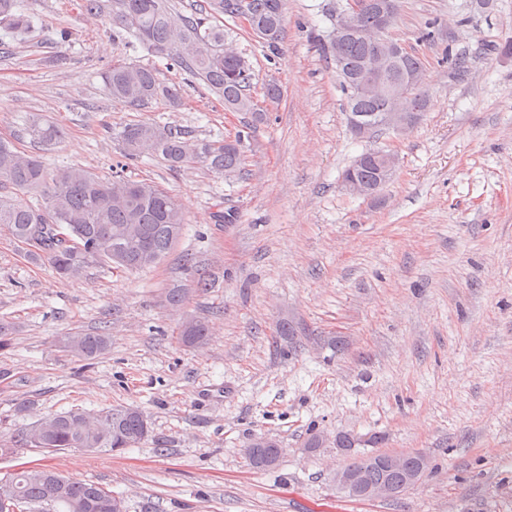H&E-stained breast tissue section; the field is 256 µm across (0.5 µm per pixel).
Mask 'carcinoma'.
Masks as SVG:
<instances>
[{
	"label": "carcinoma",
	"instance_id": "obj_1",
	"mask_svg": "<svg viewBox=\"0 0 512 512\" xmlns=\"http://www.w3.org/2000/svg\"><path fill=\"white\" fill-rule=\"evenodd\" d=\"M271 0H206L191 10L178 13L168 0H112V36L132 37L151 55L166 61V68L182 71L201 80L233 112L256 111L249 93L251 68L248 61L225 44L224 29L209 23L213 14L237 17L240 7L252 15L263 44L278 52L284 31V11L275 12ZM378 0H361L357 17L359 34L332 41L321 49L332 53L350 112L372 115L387 105L407 112H427L430 98L424 83L410 82L420 63L405 53L386 67V78L396 88V99L388 101L376 94H358L354 77L374 58L385 59L390 48L381 38L376 5ZM33 25L23 0H0V27L17 34ZM112 100L138 109L152 103L175 107L180 104L182 88L160 77L150 66L118 63L102 73ZM22 134L41 144L61 139L58 126L33 118ZM125 154L131 159L161 157L177 168L202 162L213 172L233 176L243 163V141L198 143L169 126L148 123L129 124L120 132ZM377 194L383 186L382 163L378 153L370 151L344 170ZM17 192H39L45 200L41 210H33L8 195L0 194V226L18 242L25 243L37 224H58L72 239L106 244L104 255L61 250L51 239L29 249V255L50 263L63 279L79 277L94 263H105L127 271H138L157 264L182 236L185 218L176 209L167 192L148 179L132 181L120 177L102 179L80 167H65L48 175L42 162L32 154L16 151L9 141L0 140V188ZM183 343L198 346L208 336L201 321H189L180 331ZM106 347L103 334L77 333L67 340V350L80 358L92 359ZM150 424L144 413L134 407L114 406L98 413L67 411L44 417L29 427L16 430L10 444L14 450L56 451L82 448L87 452L111 453L132 448L148 438ZM357 442L346 434L341 441L342 454L349 457L344 470L359 474L365 481L400 484L406 472L387 466V452L358 455ZM280 457L279 450L262 448L247 455L256 469L273 466L267 455ZM110 496L112 491L95 484L73 481L45 468L22 470L11 484L0 485V499L20 497L27 512H88L87 501L94 492Z\"/></svg>",
	"mask_w": 512,
	"mask_h": 512
}]
</instances>
